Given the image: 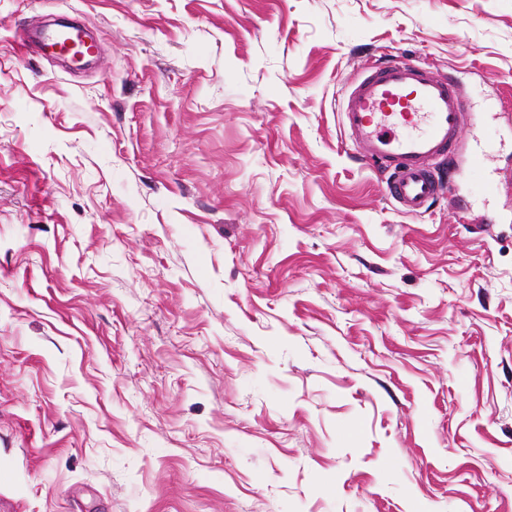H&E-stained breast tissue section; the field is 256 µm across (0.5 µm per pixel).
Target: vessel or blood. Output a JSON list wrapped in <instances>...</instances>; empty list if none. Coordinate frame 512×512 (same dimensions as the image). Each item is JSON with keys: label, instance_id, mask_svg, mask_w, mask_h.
Instances as JSON below:
<instances>
[{"label": "vessel or blood", "instance_id": "obj_1", "mask_svg": "<svg viewBox=\"0 0 512 512\" xmlns=\"http://www.w3.org/2000/svg\"><path fill=\"white\" fill-rule=\"evenodd\" d=\"M52 31L24 33L20 53H55ZM469 108L458 87L420 63L394 59L360 70L342 100L341 120L356 158L386 174L388 198L418 215L450 185L435 164L452 154Z\"/></svg>", "mask_w": 512, "mask_h": 512}]
</instances>
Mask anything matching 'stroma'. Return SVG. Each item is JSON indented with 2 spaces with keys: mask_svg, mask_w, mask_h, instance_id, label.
I'll use <instances>...</instances> for the list:
<instances>
[{
  "mask_svg": "<svg viewBox=\"0 0 512 512\" xmlns=\"http://www.w3.org/2000/svg\"><path fill=\"white\" fill-rule=\"evenodd\" d=\"M398 57L487 193L355 158ZM0 512H512V0H0ZM59 41L50 30H43L36 37L27 30L19 41V51L21 54H26L30 48L34 47L38 51L42 52L45 49L46 52L55 54L56 46H64V43L61 44ZM469 108L458 87L420 63L394 59L365 67L340 112L355 157L387 175L388 198L419 215L452 192L435 171L452 154Z\"/></svg>",
  "mask_w": 512,
  "mask_h": 512,
  "instance_id": "obj_1",
  "label": "stroma"
}]
</instances>
